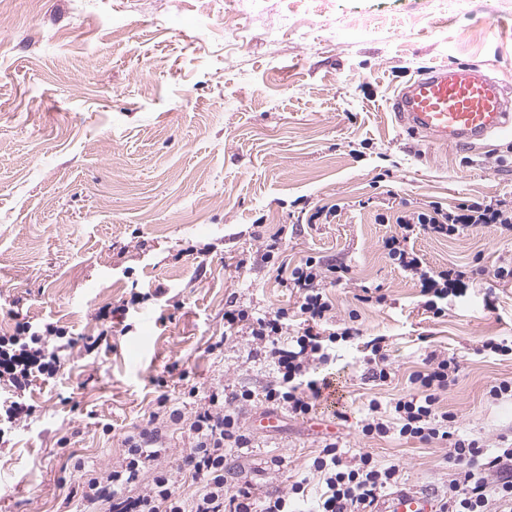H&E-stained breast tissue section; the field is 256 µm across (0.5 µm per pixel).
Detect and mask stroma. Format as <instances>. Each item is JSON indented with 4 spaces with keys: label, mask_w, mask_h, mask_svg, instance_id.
Here are the masks:
<instances>
[{
    "label": "stroma",
    "mask_w": 512,
    "mask_h": 512,
    "mask_svg": "<svg viewBox=\"0 0 512 512\" xmlns=\"http://www.w3.org/2000/svg\"><path fill=\"white\" fill-rule=\"evenodd\" d=\"M447 2L260 0L245 14L238 0H0V336L23 318L73 339L59 373L32 381L33 414L0 442V512H67L71 456L117 460L160 394L179 401L219 382L262 393L272 363L249 337L221 334L227 300L294 308L261 259L274 238L288 264L348 267L326 326L360 333L330 350L345 419L284 415L228 457L240 481L287 490L335 439L446 495L445 446L361 433L369 400L409 392L431 354L462 363L439 393L461 435L492 449L512 434V399L486 395L512 379V355L482 348L512 341V282L474 281L436 319L384 248L401 212L512 201V139L431 146L399 133L389 110L400 86L448 62L512 85V0ZM322 206L335 218L310 223ZM406 247L435 270L488 267L512 257V230L421 233ZM364 287L382 301L359 302ZM124 303L123 324L98 341V309ZM377 337L393 370L383 385L364 377ZM274 456L283 468H266Z\"/></svg>",
    "instance_id": "35a3bbf8"
}]
</instances>
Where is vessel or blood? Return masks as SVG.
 Listing matches in <instances>:
<instances>
[{
	"instance_id": "b4317fda",
	"label": "vessel or blood",
	"mask_w": 512,
	"mask_h": 512,
	"mask_svg": "<svg viewBox=\"0 0 512 512\" xmlns=\"http://www.w3.org/2000/svg\"><path fill=\"white\" fill-rule=\"evenodd\" d=\"M401 129L431 143L476 147L498 135L512 139V86L489 77L482 65L449 63L408 82L390 102ZM429 491L403 489L385 496L375 512H435Z\"/></svg>"
}]
</instances>
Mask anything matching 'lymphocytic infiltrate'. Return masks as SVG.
<instances>
[{
	"label": "lymphocytic infiltrate",
	"mask_w": 512,
	"mask_h": 512,
	"mask_svg": "<svg viewBox=\"0 0 512 512\" xmlns=\"http://www.w3.org/2000/svg\"><path fill=\"white\" fill-rule=\"evenodd\" d=\"M397 222L402 234L385 240L388 256L416 277L427 309L440 317L444 314L440 300L460 284L465 273L452 267L429 268L415 252L404 248V241L417 231L447 237L482 224L507 228L512 226V205L500 200L466 201L448 209L432 202L399 216ZM346 272V267L327 265L310 256L283 277V284L298 292L301 321L293 334L288 331L287 309L257 313L228 303L225 337H251L256 352L275 366L277 380L259 395L248 388L228 393L219 384L203 393L189 388L183 402L158 396L145 423L124 436L120 459L104 467L74 461L76 512H298V505L306 501L311 504L310 512H368L385 489L398 486L401 473L397 466L379 465L367 452L346 460L334 440L323 445L310 466L319 485L313 496L303 478L287 491L255 497L250 487H234L227 466L228 456L252 445V436L240 418L243 407L259 398L268 408L305 419L326 400L332 377L311 376L310 368L329 363L326 347L337 337L358 333L354 327L339 334L323 327L332 309L325 288L339 284ZM67 335L66 328L57 323L25 320L16 323L12 335L0 336V386L13 393L0 413L1 437L31 415L33 407L26 404L25 392L32 378L57 374L60 361L54 348ZM460 370L456 358L430 357L426 370L410 375L409 394L387 407L370 400L361 433L371 438L395 433L423 444L447 445L448 461L457 476L448 484L441 512H491L492 499L512 502V448L501 447L498 455L489 457L478 440L450 431L454 415L440 408L438 393L456 381ZM190 399L195 402L191 409L186 406ZM174 429L188 440L187 453L175 464L168 459L167 446V436ZM493 472L498 475L494 482L489 479Z\"/></svg>",
	"instance_id": "obj_1"
}]
</instances>
